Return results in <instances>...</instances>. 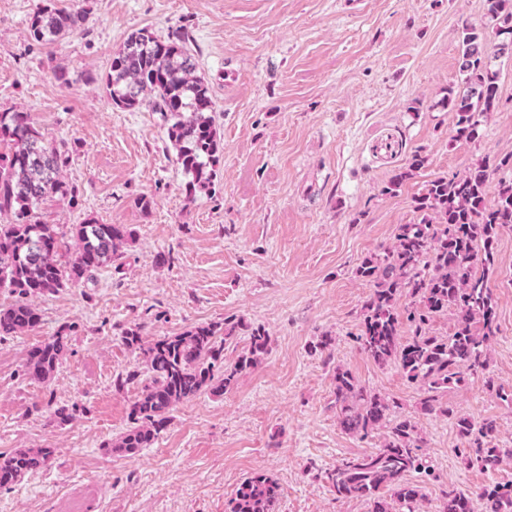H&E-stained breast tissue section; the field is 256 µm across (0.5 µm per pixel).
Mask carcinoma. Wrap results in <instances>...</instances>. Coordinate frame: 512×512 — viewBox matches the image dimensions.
<instances>
[{
  "label": "carcinoma",
  "mask_w": 512,
  "mask_h": 512,
  "mask_svg": "<svg viewBox=\"0 0 512 512\" xmlns=\"http://www.w3.org/2000/svg\"><path fill=\"white\" fill-rule=\"evenodd\" d=\"M497 43L484 31L464 24L459 30L461 85L448 87L442 107L453 113L454 138L470 141L478 134L480 117L494 111L498 102L500 71L491 59L512 53V0H488ZM88 13L69 0H49L30 17L31 38L41 43L87 29ZM112 105L135 110L148 107L166 122L167 139L187 178L189 194L211 188L220 161V137L212 118L210 88L197 73L192 40L175 30L158 37L147 28L131 34L112 59L105 79ZM69 156L63 145L44 141L31 115L0 112V287L18 299L0 308V336L35 329L40 315L29 299L76 285L93 271L122 254L132 233L117 224H102L90 217L69 232L45 224L37 216L40 206L53 197L76 200L64 168ZM426 157L412 154L406 167L389 181L392 192L425 167ZM512 169V155L494 166L481 164L462 176L438 177L414 198L422 214L418 224H401L392 247L364 258L355 275L373 285L363 308L360 349L378 364L394 362L407 378L423 390L421 405L433 412L440 395L465 383L470 376L486 374L487 347L498 332L495 303L477 276L481 267L496 266L495 242L512 228V182L499 185L498 199L488 207L485 188L494 173ZM71 252L63 263L59 256ZM406 303H401V300ZM456 312L454 332L436 336L430 322L448 309ZM411 334H401L403 325ZM250 336L248 353L231 367L224 363V344L239 331ZM125 343L142 350L149 382L131 411L133 426L115 449L133 455L153 443L168 414L179 403L203 389L224 390L235 376L254 365L268 350L264 329L241 319H224V326L198 325L178 336L143 341L139 330L125 332ZM65 347L58 332L32 349L25 369L34 379L46 381L53 374ZM336 418L349 434L367 436L389 428L384 445L343 460L328 475L338 499H366L371 512H414L419 487L406 481L413 471H425L413 451L415 426L390 418V404L366 392L346 370L335 374ZM441 409V408H439ZM454 417L456 431L469 450V463L482 468L498 463L500 449L489 446L497 433L496 422L481 421L443 408ZM50 449L0 455V487L15 482L41 466ZM390 492V498L381 491ZM278 485L264 475L244 481L229 502V512H272ZM479 497L484 512H512V486L492 484ZM441 512H473L471 498L454 489L444 497Z\"/></svg>",
  "instance_id": "cac0c4a2"
}]
</instances>
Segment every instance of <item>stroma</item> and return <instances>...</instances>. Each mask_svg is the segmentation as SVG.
Masks as SVG:
<instances>
[{
    "instance_id": "35a3bbf8",
    "label": "stroma",
    "mask_w": 512,
    "mask_h": 512,
    "mask_svg": "<svg viewBox=\"0 0 512 512\" xmlns=\"http://www.w3.org/2000/svg\"><path fill=\"white\" fill-rule=\"evenodd\" d=\"M75 2L88 30L45 44L28 31L42 0H0V112L29 113L69 149L77 199L48 200L42 221L66 231L93 217L132 238L118 265L35 298V330L0 337V454L52 451L0 487V512H227L257 474L279 487L273 512H371L367 500L337 499L327 480L388 435L340 428V368L415 425L428 467L409 476L419 512H439L451 489L484 512L480 489L512 484V457L470 465L452 416L495 419V445L512 448V230L486 281L500 326L489 343L497 388L479 375L449 389L448 415L424 411L397 364L359 350L371 286L355 269L399 225L420 222L413 199L428 181L512 154V58L493 61L499 106L476 140H453V115L438 106L462 79V24L492 28L487 0ZM142 28L187 31L210 86L222 152L213 185L192 197L160 113L119 109L106 91L115 52ZM417 151L425 168L385 193ZM228 317L265 329L268 352L227 390L178 404L150 447L115 451L148 381L125 331L152 341ZM60 330L53 376L33 379L29 351Z\"/></svg>"
}]
</instances>
